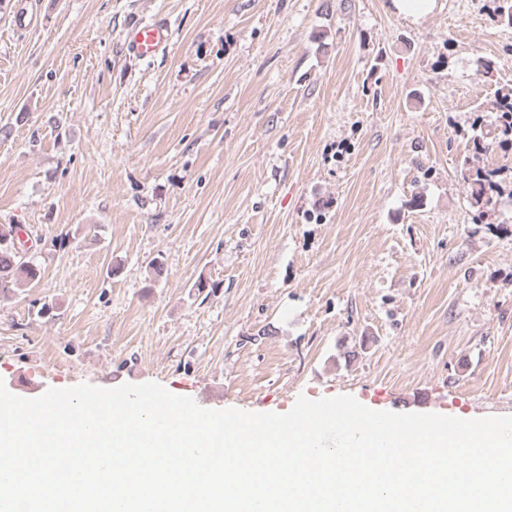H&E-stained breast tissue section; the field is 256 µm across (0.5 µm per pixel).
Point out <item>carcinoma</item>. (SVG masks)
<instances>
[{
	"instance_id": "obj_1",
	"label": "carcinoma",
	"mask_w": 512,
	"mask_h": 512,
	"mask_svg": "<svg viewBox=\"0 0 512 512\" xmlns=\"http://www.w3.org/2000/svg\"><path fill=\"white\" fill-rule=\"evenodd\" d=\"M494 17L503 25L512 26V0H493ZM495 112L494 122L487 132L473 137L474 150L463 157L461 174L467 184L469 202L477 209L476 218L481 220L496 210L503 189L497 180L499 171L480 164V156L496 147L512 145V87L497 89L490 101ZM18 226L0 224V295L20 287L32 288L40 280V269L26 261L15 248Z\"/></svg>"
}]
</instances>
